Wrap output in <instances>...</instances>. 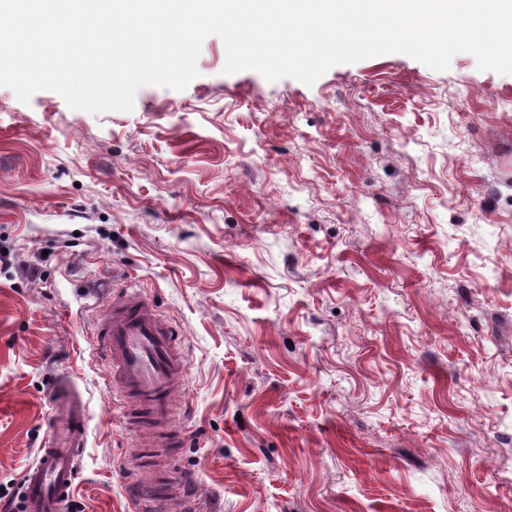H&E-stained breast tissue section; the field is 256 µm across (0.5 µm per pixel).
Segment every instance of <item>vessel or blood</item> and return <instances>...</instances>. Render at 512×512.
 <instances>
[{
  "label": "vessel or blood",
  "mask_w": 512,
  "mask_h": 512,
  "mask_svg": "<svg viewBox=\"0 0 512 512\" xmlns=\"http://www.w3.org/2000/svg\"><path fill=\"white\" fill-rule=\"evenodd\" d=\"M95 334L112 387L139 436L130 464L151 479L144 512H189L180 482L163 469L157 454L183 443L172 422L174 394L189 370L178 328L145 297L116 294L98 319ZM51 398L45 446L23 474L18 512H65L78 474L89 427L86 405L66 380L56 383Z\"/></svg>",
  "instance_id": "obj_1"
}]
</instances>
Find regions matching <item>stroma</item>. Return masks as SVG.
I'll return each instance as SVG.
<instances>
[{"mask_svg":"<svg viewBox=\"0 0 512 512\" xmlns=\"http://www.w3.org/2000/svg\"><path fill=\"white\" fill-rule=\"evenodd\" d=\"M130 112L0 87V512L70 379L90 415L66 512H136L92 322L177 326L199 512H512V75L403 54L313 85L225 74Z\"/></svg>","mask_w":512,"mask_h":512,"instance_id":"stroma-1","label":"stroma"}]
</instances>
